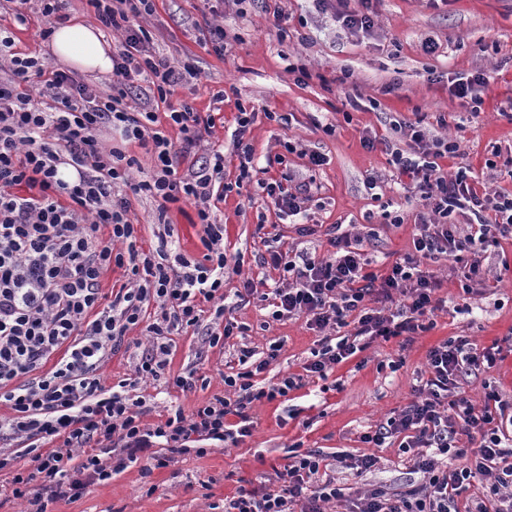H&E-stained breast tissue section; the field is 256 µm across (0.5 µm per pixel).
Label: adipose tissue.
Here are the masks:
<instances>
[{"label":"adipose tissue","mask_w":512,"mask_h":512,"mask_svg":"<svg viewBox=\"0 0 512 512\" xmlns=\"http://www.w3.org/2000/svg\"><path fill=\"white\" fill-rule=\"evenodd\" d=\"M52 56L84 74L112 71V47L103 33L85 23L58 26L47 44Z\"/></svg>","instance_id":"obj_1"}]
</instances>
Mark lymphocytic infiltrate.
Instances as JSON below:
<instances>
[{
	"instance_id": "obj_1",
	"label": "lymphocytic infiltrate",
	"mask_w": 512,
	"mask_h": 512,
	"mask_svg": "<svg viewBox=\"0 0 512 512\" xmlns=\"http://www.w3.org/2000/svg\"><path fill=\"white\" fill-rule=\"evenodd\" d=\"M13 20L42 23L49 39L63 22L64 0H13ZM104 28L123 32L112 50V79L107 90L86 83L77 73L51 69L36 56L15 52V34L0 26V471H12L8 491L24 501L25 512H49L61 499L78 500L90 488L124 471L140 458L163 468L176 457L204 454V441L226 442L249 436L253 402L273 401L301 388L305 377L326 378L333 366L361 351V339H385L415 333L437 310L440 282L421 262L437 254L473 256L470 271L484 285L478 256L491 240L512 238V195L478 192L466 169L439 174L437 158L455 154L456 144L432 149L426 134L409 125L411 154L393 152L400 175L430 206L433 222L421 224L414 250L382 276L366 272L368 260L360 236L331 227L332 254L323 258L269 250L262 262L279 271L271 317L281 321L305 316L310 329L341 328L338 341L324 337L304 371L268 388L254 379L282 350L269 345L265 358L252 348L238 351L240 369L225 376L229 392L216 395L191 412L176 409L163 421L147 424L145 397L131 398L138 384L160 382L184 391L197 382L195 370H169L172 338L200 325L201 302H215L208 343L217 346L248 327L224 304V227L212 215L224 199V154L213 151L197 172L182 175L179 160L215 126L189 104L170 107L167 122L179 142L158 128L155 112L133 105L142 83L166 103L174 87L195 68L156 54L152 36L141 25L154 0H86ZM150 148V175L129 183L134 158L102 145L101 129ZM74 169L75 181L60 178ZM158 201V246L144 251L139 227L130 217L133 198ZM193 204L204 226L202 260L170 253L169 203ZM458 210L471 212L467 227L449 223ZM120 268L126 277L116 292L103 295L102 276ZM404 303L396 313L386 306L394 293ZM143 327L150 342L133 363L132 377L105 385L101 370L125 344L128 331ZM491 351H478L464 336H452L431 348L428 377L414 399L380 425L368 440L376 447L397 442L410 454L426 485L389 497L375 488L358 497L350 512H457L458 496L479 476L487 477L473 512H512V401L497 390L484 393L474 407L460 385L483 366H494ZM235 416L228 425L227 416ZM477 441L461 448L460 437ZM26 467H16L17 459ZM327 455L317 450L288 451L277 488L240 489L224 503V512H324L325 503L343 499L329 476Z\"/></svg>"
}]
</instances>
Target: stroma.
<instances>
[{
	"mask_svg": "<svg viewBox=\"0 0 512 512\" xmlns=\"http://www.w3.org/2000/svg\"><path fill=\"white\" fill-rule=\"evenodd\" d=\"M332 7L322 14L312 0H155L154 13L143 21L160 53L189 60L197 71L196 78L175 86L170 103L190 104L216 119L212 134L182 159L180 173L197 170L199 160L218 149L225 181L235 179L236 117L243 107L257 114L241 140L251 145L259 166L273 178L296 174L309 188L306 212L290 218H280L254 182L219 203L225 294L248 278L263 289L274 287L277 272L259 262L272 238L281 249L324 256L331 225L354 226L364 239L369 269L378 274L410 251L427 209L395 177L392 151L407 154L413 147L401 123L420 124L428 139L457 145L455 158H439L442 171L467 166L487 190L512 194L504 166L512 157V0H333ZM339 11L370 12L374 26L352 32L337 21ZM208 25L223 27V53L201 41L199 30ZM282 26L289 33L285 41L278 37ZM429 38L438 45L436 53L423 50ZM478 73L490 82L475 110L451 93L448 80ZM371 134L385 138V145L365 148L363 139ZM302 148L323 154L325 165L308 170L298 155ZM393 214L400 223H390ZM167 219L181 253L202 259L204 228L195 207L169 204ZM301 224L316 225V234L300 236ZM480 260L487 282L480 294L464 292L463 264L443 256L430 262L441 281L442 304L410 343L375 338L326 379H306L287 399L255 403L250 436L209 445L203 456H179L147 475L142 464H130L81 499L57 501L53 512H213L240 488L276 487L296 445L377 458L363 473L333 465L331 474L347 499L326 504V512H347L350 499L372 488L393 496L420 487L423 473L397 445L378 448L363 437L412 399L429 349L452 336L468 337L480 349L502 348L492 368L463 380L472 403L482 404L488 386L512 398V240L489 245ZM202 309L199 328L175 336L170 370L194 368L204 381L189 391L141 388L150 407L145 423L224 394L225 375L238 370L240 346L262 353L282 342L279 357L257 379L261 387L301 373L318 346L305 317L273 321L270 307L254 296L236 314L249 325V335L212 347L206 332L214 307L206 303Z\"/></svg>",
	"mask_w": 512,
	"mask_h": 512,
	"instance_id": "stroma-1",
	"label": "stroma"
}]
</instances>
